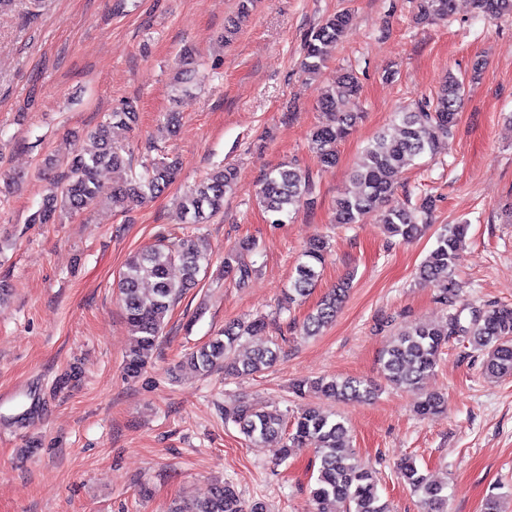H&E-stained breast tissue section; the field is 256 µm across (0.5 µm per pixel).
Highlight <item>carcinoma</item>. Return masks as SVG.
Listing matches in <instances>:
<instances>
[{
	"label": "carcinoma",
	"instance_id": "carcinoma-1",
	"mask_svg": "<svg viewBox=\"0 0 512 512\" xmlns=\"http://www.w3.org/2000/svg\"><path fill=\"white\" fill-rule=\"evenodd\" d=\"M479 13L503 18L512 16V0H474ZM453 10V0H418L417 18H446ZM353 26V15L338 11L324 19L308 36L304 49L303 69L318 74L327 61L328 49L344 40ZM181 62L184 69L174 76L176 89H189L195 57L185 50ZM360 89L357 77L344 73L328 87L321 98L320 110L325 120L312 132L310 146L321 162L336 164L338 144L353 130L361 118L358 112L336 111V101L355 96ZM465 92L464 81L454 75L437 92L433 101H424L415 109L397 113L400 135L397 138L380 134L364 148L352 172L354 190L336 203L338 224H359L370 214L379 213L385 231L403 241H412L422 232L421 221L428 219L436 199H422L410 209L392 202L402 169L414 159L435 150V132L451 133L456 124ZM138 119L137 106L126 101L89 133L92 148L76 147L63 157L49 156L48 169L63 168L58 180L51 184L41 206L29 218L31 224H57L63 218L82 212L97 201V175L103 168L118 175L112 189V209L122 212L128 204L163 192L176 175L177 162L167 157L153 161L142 174L127 178L131 168L125 148L112 139V128L129 127ZM235 175L229 168H219L202 178L180 201V214L187 224H205L224 208V196L233 191ZM309 176L292 163H284L265 173L257 192L260 206L272 224H281L295 212L309 194ZM469 229V223L445 224L436 238V245L420 264L417 278L437 290L439 301L453 307L459 297V285L453 278V266ZM256 250V242L242 241L224 253V273L236 277L244 288L253 265L245 255ZM328 253V241L320 236L310 242L295 267L288 288V303L294 304L311 294L321 280ZM209 254L195 236L187 234L169 243L161 240L132 255L119 277L117 288L132 346L126 354L124 369L128 376H137L146 366L164 328L165 319L176 301L198 285L199 275L209 265ZM179 263L181 278L170 276V268ZM350 290V280L338 282L320 300L301 325L302 335H319L336 319ZM262 319L230 322L221 335L192 351L186 357L191 368L201 375L224 365V373L247 377L273 365L277 349L266 346L238 355L242 339L265 331ZM452 335L466 340L474 350L485 354L483 370L493 377L512 376V306L489 303L472 311L468 324L461 322V311L448 315L437 326L410 325L398 332L382 357V372L395 388L417 395L414 408L420 416L444 413L447 402L441 393L423 390L422 383L433 375L442 348ZM310 388L338 401L370 399L372 387L353 377L336 378L310 384ZM224 423L235 425L248 440L275 444L288 456V449L311 447L319 458L318 476L311 488L312 512H390L382 500L376 471L365 465L349 448V433L336 414L308 408L288 428L286 415L278 411L258 410L245 401L224 405ZM398 475L410 490L422 498L426 512H448L446 486L431 480L406 459L398 467ZM172 512H267L266 504L253 502L244 509L235 487L228 482L216 483L210 495L177 505Z\"/></svg>",
	"mask_w": 512,
	"mask_h": 512
}]
</instances>
